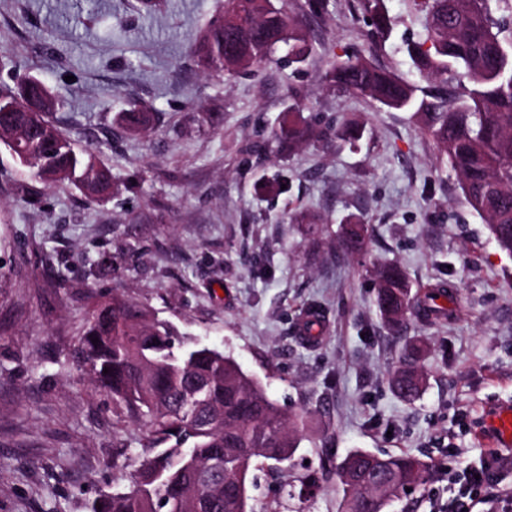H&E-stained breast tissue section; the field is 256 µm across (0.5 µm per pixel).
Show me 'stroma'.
<instances>
[{"label": "stroma", "instance_id": "obj_1", "mask_svg": "<svg viewBox=\"0 0 512 512\" xmlns=\"http://www.w3.org/2000/svg\"><path fill=\"white\" fill-rule=\"evenodd\" d=\"M274 3L301 23L310 54L289 62L282 43L228 79L190 50L225 0H162L149 16L139 0H0V83L26 74L48 86L66 103L62 131L99 149L117 184L92 200L34 180L0 145V512H86L128 489L145 430L75 359L97 303L115 294L223 350L303 415L291 463L254 462V512H337L336 469L354 449L432 464L390 512H453L452 477L484 463L512 487V452L478 439L487 411L512 402V255L407 112L325 82L356 51L419 81L405 44L423 40L425 15L387 0L396 24L380 43L357 0H324L315 22L308 0ZM132 98L151 131L123 129ZM290 116L354 119L363 136L290 151L272 139ZM356 220L367 248L342 254ZM386 263L414 290L448 283V321L414 319L393 338L376 308ZM312 305L327 332L308 345L298 316ZM413 349L424 386L410 403L391 378ZM313 475L312 496L288 497Z\"/></svg>", "mask_w": 512, "mask_h": 512}]
</instances>
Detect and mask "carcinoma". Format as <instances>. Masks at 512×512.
<instances>
[{
    "mask_svg": "<svg viewBox=\"0 0 512 512\" xmlns=\"http://www.w3.org/2000/svg\"><path fill=\"white\" fill-rule=\"evenodd\" d=\"M360 2L372 19V36L389 38L393 19L387 0ZM414 3L426 14L427 34L406 43L405 51L426 85L403 81L362 54L335 60L326 81L411 113L455 171L466 204L487 224L498 247L512 255V27L493 16L489 0ZM287 42L294 61H303L306 35L273 0H228L224 17L194 37L191 51L204 71L234 78L250 67L224 68L229 53L255 65ZM124 121L128 130L143 131L150 116L134 100ZM33 123L37 135L5 147L34 178L70 181L90 197L112 193V174L99 153L75 149L47 113L0 114V125L27 128ZM359 136L351 124L336 129L291 121L276 134L290 148L333 137L352 145ZM363 247L362 229L346 228L341 251L352 255ZM377 288L380 317L396 336L406 333L411 315L448 319L444 284L413 295L400 270L386 266L378 272ZM310 313H302V340L315 343L324 324L318 316L308 318ZM79 358L91 383L112 393L146 431L129 490L95 499L89 512H253L248 494L252 460L280 465L299 448L302 417L282 412L262 382L224 351L185 337L133 300L114 295L97 306L81 338ZM421 386L416 360L405 358L393 389L410 401ZM429 470L426 460L410 454L351 451L336 471L342 488L339 512H384L387 504L366 500L378 483L421 486Z\"/></svg>",
    "mask_w": 512,
    "mask_h": 512,
    "instance_id": "cac0c4a2",
    "label": "carcinoma"
}]
</instances>
